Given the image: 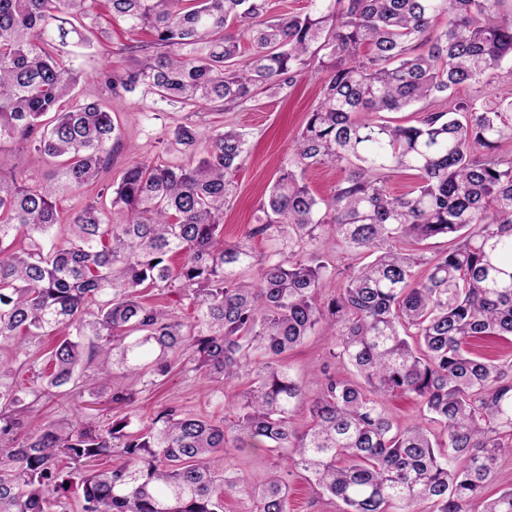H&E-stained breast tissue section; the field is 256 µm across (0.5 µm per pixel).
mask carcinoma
<instances>
[{
  "label": "carcinoma",
  "mask_w": 512,
  "mask_h": 512,
  "mask_svg": "<svg viewBox=\"0 0 512 512\" xmlns=\"http://www.w3.org/2000/svg\"><path fill=\"white\" fill-rule=\"evenodd\" d=\"M504 2L310 0L304 14L272 16L268 0H0V145L59 160L37 187L0 169V345L68 331L49 352L46 388L0 380V442L11 438L0 447V512H68V483L82 491V512H224L231 496L288 512L279 473L259 484L219 474V455L262 447L283 450L285 471L307 473L341 512H512V487L486 496L512 453V363L471 350L479 338L512 337V69L490 103L426 107L414 125L382 116L512 61ZM101 6L107 24L150 36L123 45L132 65L98 74L114 97L141 89L182 109L226 111L292 86L321 56L319 104L248 234L278 244L254 287L238 282L254 266L251 247L223 240L231 174L246 151L235 129L178 124L171 144L186 162H137L112 189L124 223H104L88 202L45 245L58 198L96 181L115 132L98 102L62 109L80 72L54 52L56 32L92 46L86 31ZM323 162L351 168L329 199L302 178ZM407 171L416 186L392 194L388 180ZM317 231L372 257L326 302L332 266L304 249ZM436 237L452 245L431 258L395 248ZM142 288L188 302L190 320L144 302ZM319 331L363 383L327 374L307 394L285 359ZM257 349L269 359L255 367ZM177 351L206 379L251 377L233 424L166 408L144 431L123 416L104 430L51 424L13 438L33 411L27 397L115 368L133 382L164 376ZM390 395L414 397L440 434L395 424L379 403ZM62 455L78 467L61 473ZM108 456L121 463L90 468Z\"/></svg>",
  "instance_id": "1"
}]
</instances>
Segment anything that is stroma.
Masks as SVG:
<instances>
[{"instance_id":"stroma-1","label":"stroma","mask_w":512,"mask_h":512,"mask_svg":"<svg viewBox=\"0 0 512 512\" xmlns=\"http://www.w3.org/2000/svg\"><path fill=\"white\" fill-rule=\"evenodd\" d=\"M130 40V34L116 26L110 40L91 48L76 46L69 38L57 43L64 58L72 61L81 73L71 102L103 103L116 125V136L108 144V155L97 182L60 197L58 208L62 216H69L84 203L95 200L104 207L107 223H122L124 215L120 208L112 207L109 188L119 182L125 168L138 161L180 163L182 156L170 146L169 138L173 128L185 121L207 127L234 128L246 133L249 150L234 173L236 191L233 201L224 210V239L230 243L249 240L256 256H266L275 244L265 238H249L253 213L268 195L278 170L290 157L307 112L321 98L323 74L318 62H311L295 85L274 93H261L233 111L224 112L206 104L179 110L140 92L115 98L100 84L98 72L126 64L127 57L121 54L120 48ZM0 166L15 169L36 185L53 172L56 163L37 159L33 151L7 143L0 146ZM54 342V337L46 336L0 354L12 359L16 378L29 386L36 381ZM331 346L329 336L316 334L288 355L291 373L303 380L309 393L318 392L325 373L340 376L346 373L343 366L330 358ZM187 362L186 353L174 354L166 377L157 384L138 388L134 403L126 408L131 417V430L142 428L159 411L170 406L213 421L234 420L235 403L248 389L249 378L232 385L205 380L186 371ZM129 384V379L117 371L108 382L82 383L73 390L66 387L54 390L43 396L34 412L25 418V429L30 432L47 423L76 424L89 420L109 425L119 412L112 395ZM278 460L277 453L265 449L231 450L222 464L228 472L246 475L259 483ZM287 482L289 512H337V502L317 495L303 471L290 473Z\"/></svg>"}]
</instances>
